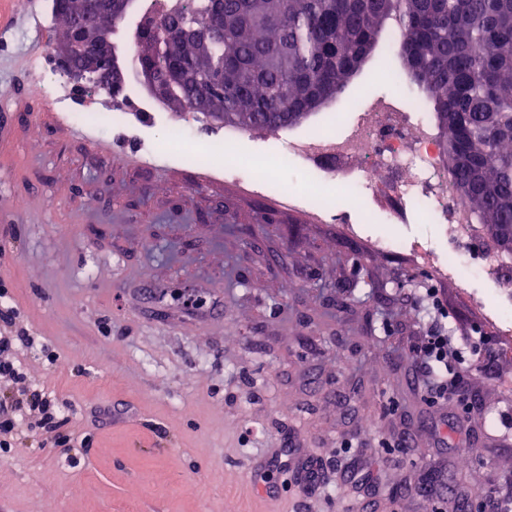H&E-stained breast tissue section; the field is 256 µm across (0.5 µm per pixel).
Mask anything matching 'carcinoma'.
<instances>
[{"label":"carcinoma","mask_w":512,"mask_h":512,"mask_svg":"<svg viewBox=\"0 0 512 512\" xmlns=\"http://www.w3.org/2000/svg\"><path fill=\"white\" fill-rule=\"evenodd\" d=\"M62 40L82 59L85 31L72 14L88 0H57ZM100 20L123 21L110 0H93ZM224 12V28L192 44L158 48L157 31L183 15ZM394 63L388 79L432 112L452 187L477 224L512 228V0H182L181 14L145 17L135 53L166 70L224 72V92L190 81L177 112L247 113L275 131L301 123L344 92L372 54Z\"/></svg>","instance_id":"cac0c4a2"}]
</instances>
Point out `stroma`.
I'll list each match as a JSON object with an SVG mask.
<instances>
[{"mask_svg": "<svg viewBox=\"0 0 512 512\" xmlns=\"http://www.w3.org/2000/svg\"><path fill=\"white\" fill-rule=\"evenodd\" d=\"M375 55L330 111L352 122L370 98L390 95L375 80ZM34 30L0 42V95L23 79L58 74ZM108 94L72 102L100 114L95 132L138 139L153 164L129 166L97 154L83 138L47 125L15 126L23 169L0 183V278L12 303L55 364L23 355L30 378L55 379L68 401L69 429L86 438L76 460L43 451L39 429L22 426L0 452V512H350L327 490L362 450L382 476L378 512H462L493 485L512 483V360L465 376L474 397L465 440L448 468L433 425L453 422L435 405L412 350L430 327L477 336L488 327L475 298L373 239L447 243L422 211L388 223L384 200L316 217L290 203L319 185L313 169L285 158L262 181L255 164L284 155L288 140L320 134L324 113L275 132L210 124L194 112L151 105L157 121L133 115L111 127L121 106ZM188 125L223 153L186 159L168 140ZM124 406L105 419L104 410ZM324 468L323 487L305 493L296 476L277 497L258 493L252 466L287 444Z\"/></svg>", "mask_w": 512, "mask_h": 512, "instance_id": "stroma-1", "label": "stroma"}]
</instances>
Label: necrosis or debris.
Returning <instances> with one entry per match:
<instances>
[{
    "mask_svg": "<svg viewBox=\"0 0 512 512\" xmlns=\"http://www.w3.org/2000/svg\"><path fill=\"white\" fill-rule=\"evenodd\" d=\"M288 151L335 180L337 202H344L346 194H364L373 187L388 197L394 214L430 202L428 214L439 224L448 252L437 257L419 245L413 250L415 261L433 265L440 275L465 285L483 280L495 286L496 303L484 310L483 317L502 341L512 340V290L507 287L512 263L484 239L480 226L452 192L436 133L423 113L386 98L342 128L335 116H328L317 138L291 141Z\"/></svg>",
    "mask_w": 512,
    "mask_h": 512,
    "instance_id": "1",
    "label": "necrosis or debris"
}]
</instances>
